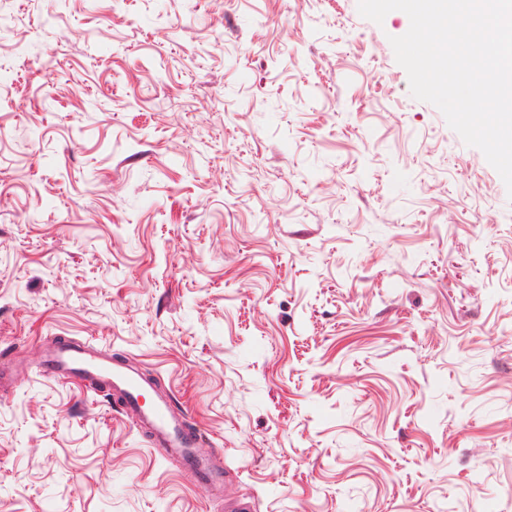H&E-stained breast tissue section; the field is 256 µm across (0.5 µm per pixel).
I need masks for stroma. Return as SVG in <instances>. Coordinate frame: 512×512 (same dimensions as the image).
Wrapping results in <instances>:
<instances>
[{
  "mask_svg": "<svg viewBox=\"0 0 512 512\" xmlns=\"http://www.w3.org/2000/svg\"><path fill=\"white\" fill-rule=\"evenodd\" d=\"M0 19V348L140 363L257 512H512V197L412 97L406 13ZM0 512L215 510L111 398L39 379L0 403Z\"/></svg>",
  "mask_w": 512,
  "mask_h": 512,
  "instance_id": "obj_1",
  "label": "stroma"
}]
</instances>
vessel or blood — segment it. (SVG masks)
Instances as JSON below:
<instances>
[{"instance_id": "1", "label": "vessel or blood", "mask_w": 512, "mask_h": 512, "mask_svg": "<svg viewBox=\"0 0 512 512\" xmlns=\"http://www.w3.org/2000/svg\"><path fill=\"white\" fill-rule=\"evenodd\" d=\"M31 376L62 377L78 386L106 392L151 450L179 463L193 484L205 488L211 501L225 504L227 512H253L246 499H225L224 465L207 450L205 438L188 410L170 394L155 390L137 368L90 342L55 336L44 344L36 362L0 365V400H10L18 385Z\"/></svg>"}]
</instances>
